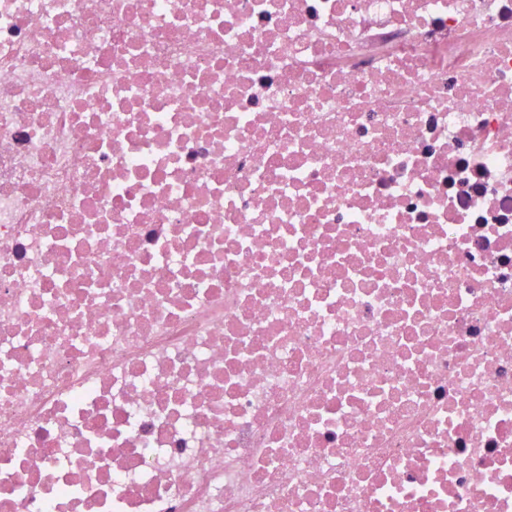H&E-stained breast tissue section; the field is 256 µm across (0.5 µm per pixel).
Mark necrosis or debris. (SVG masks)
Segmentation results:
<instances>
[{"mask_svg":"<svg viewBox=\"0 0 512 512\" xmlns=\"http://www.w3.org/2000/svg\"><path fill=\"white\" fill-rule=\"evenodd\" d=\"M0 512H512V0H0Z\"/></svg>","mask_w":512,"mask_h":512,"instance_id":"1","label":"necrosis or debris"}]
</instances>
